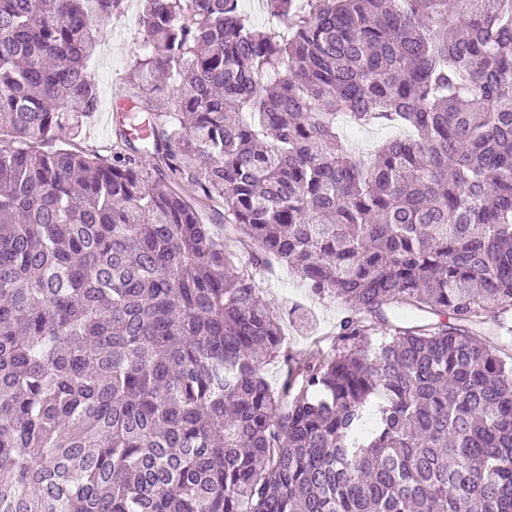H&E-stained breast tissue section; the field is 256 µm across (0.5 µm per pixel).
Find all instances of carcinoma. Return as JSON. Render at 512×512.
<instances>
[{
  "label": "carcinoma",
  "mask_w": 512,
  "mask_h": 512,
  "mask_svg": "<svg viewBox=\"0 0 512 512\" xmlns=\"http://www.w3.org/2000/svg\"><path fill=\"white\" fill-rule=\"evenodd\" d=\"M122 3L0 0V512H512V0H139L108 164L67 144ZM204 215L342 301L330 349ZM337 123L345 139L355 148H368L370 145L377 144L387 138L399 136L403 133V129L397 125L388 124L364 127L358 126L353 122H341L339 117Z\"/></svg>",
  "instance_id": "carcinoma-1"
}]
</instances>
